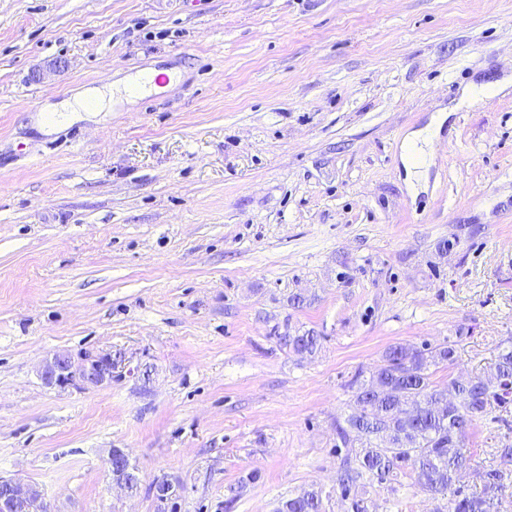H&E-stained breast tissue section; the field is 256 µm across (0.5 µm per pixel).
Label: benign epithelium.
Here are the masks:
<instances>
[{
  "label": "benign epithelium",
  "instance_id": "benign-epithelium-1",
  "mask_svg": "<svg viewBox=\"0 0 512 512\" xmlns=\"http://www.w3.org/2000/svg\"><path fill=\"white\" fill-rule=\"evenodd\" d=\"M122 365L121 355L106 353L75 360L69 354L56 353L45 362L44 379L50 384L81 383L100 386L112 382V375ZM126 454L119 448L111 449L108 458L110 471L116 475L115 483L127 492H133L125 480L130 467L125 464ZM0 512H38L32 495L15 482L0 487Z\"/></svg>",
  "mask_w": 512,
  "mask_h": 512
}]
</instances>
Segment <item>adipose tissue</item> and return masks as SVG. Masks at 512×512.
<instances>
[{
	"label": "adipose tissue",
	"mask_w": 512,
	"mask_h": 512,
	"mask_svg": "<svg viewBox=\"0 0 512 512\" xmlns=\"http://www.w3.org/2000/svg\"><path fill=\"white\" fill-rule=\"evenodd\" d=\"M157 70L144 69L136 75L102 87H86L68 100L48 106L38 118L40 129L47 133L60 131L72 123L97 116L112 109L114 93H123L126 99L135 100L157 91ZM444 115L431 116L428 123L411 132L402 144L401 161L407 174L409 189H416L434 161V144L440 137Z\"/></svg>",
	"instance_id": "1"
}]
</instances>
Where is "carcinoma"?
<instances>
[{
    "label": "carcinoma",
    "mask_w": 512,
    "mask_h": 512,
    "mask_svg": "<svg viewBox=\"0 0 512 512\" xmlns=\"http://www.w3.org/2000/svg\"><path fill=\"white\" fill-rule=\"evenodd\" d=\"M299 354L313 353L319 337L308 332L282 337ZM454 345L441 344L423 352L393 345L382 356L369 384L358 388L347 418L349 432L362 448L358 467L339 476L342 495L365 474L386 476L412 468L416 485L430 494L452 493L448 512H495L499 493L509 472L492 467L486 472L482 492L468 494L459 486L471 456L466 446L468 429L478 420L512 404V346L498 351L495 372L466 381H448L456 399L434 389L429 367L452 364ZM278 512H322V496L311 490L282 503Z\"/></svg>",
    "instance_id": "1"
}]
</instances>
